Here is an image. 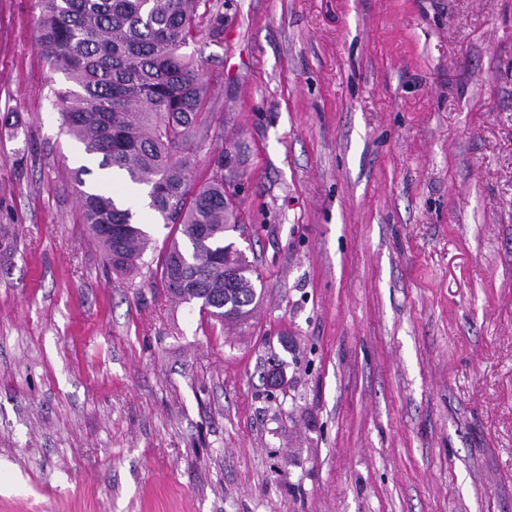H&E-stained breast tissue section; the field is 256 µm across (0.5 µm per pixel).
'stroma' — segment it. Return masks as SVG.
Returning a JSON list of instances; mask_svg holds the SVG:
<instances>
[{
  "label": "stroma",
  "mask_w": 512,
  "mask_h": 512,
  "mask_svg": "<svg viewBox=\"0 0 512 512\" xmlns=\"http://www.w3.org/2000/svg\"><path fill=\"white\" fill-rule=\"evenodd\" d=\"M39 16L0 0V512H512V0L199 4L236 327L162 287V220L132 279L89 238Z\"/></svg>",
  "instance_id": "obj_1"
}]
</instances>
